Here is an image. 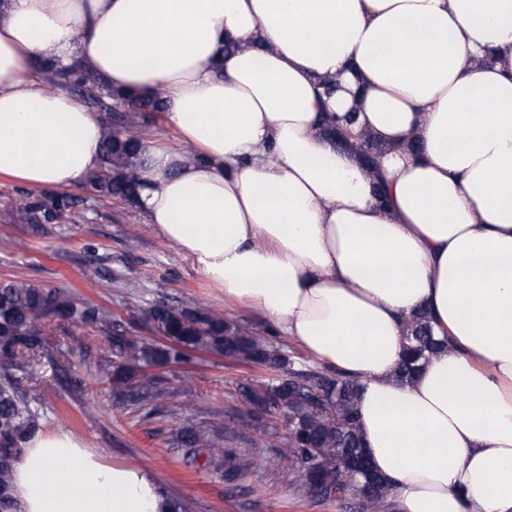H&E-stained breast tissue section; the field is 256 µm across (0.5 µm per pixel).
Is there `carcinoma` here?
<instances>
[{
	"label": "carcinoma",
	"mask_w": 512,
	"mask_h": 512,
	"mask_svg": "<svg viewBox=\"0 0 512 512\" xmlns=\"http://www.w3.org/2000/svg\"><path fill=\"white\" fill-rule=\"evenodd\" d=\"M42 81L79 98L99 113L105 131L102 162L85 185L93 199H119L138 204L142 186V137H130L137 115L165 112V92L150 96L112 88L100 75L74 57L67 63L43 60L38 64ZM349 115L326 117L325 132L338 146H348L361 157L377 190L384 192L378 159L387 147L362 131H352ZM88 198L67 191H20L5 209L15 224H59L87 220ZM147 322L162 337L151 342L123 327L109 332L112 349V390L118 401L148 421L162 410L170 395L165 380L145 373L184 361L193 352H207L265 371L261 381L239 384L238 393L248 411L241 426L271 428L282 424L285 441L269 434L273 455L263 464L270 470L288 467L300 478L304 495L315 502H334L352 512H396L391 485L374 472L366 458L357 412L358 382L327 365L310 366L275 345V330H260L232 320L205 305L179 308L157 300L144 310ZM56 321L62 331L76 326L97 330L103 322L100 309L61 288H42L22 279L0 280V512H18L13 474L24 445L41 430L31 407L40 399L37 387L20 388V380L34 364L51 356L47 325ZM405 355L397 376L411 380L423 362L438 354L444 344L432 334L430 317L420 311L404 326ZM231 428L220 435L194 424L182 427L176 444L185 449L189 463L221 473L226 483L246 479L251 465H241L230 446Z\"/></svg>",
	"instance_id": "1"
}]
</instances>
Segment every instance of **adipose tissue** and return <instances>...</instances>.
Wrapping results in <instances>:
<instances>
[{
	"instance_id": "1",
	"label": "adipose tissue",
	"mask_w": 512,
	"mask_h": 512,
	"mask_svg": "<svg viewBox=\"0 0 512 512\" xmlns=\"http://www.w3.org/2000/svg\"><path fill=\"white\" fill-rule=\"evenodd\" d=\"M75 55L165 90L181 144L143 136L147 223L225 302L359 379L398 512H512V0H6L0 176L98 171L96 113L36 70ZM325 107L387 145L386 201ZM422 309L448 349L403 381ZM13 489L20 512L170 510L145 462L62 427L26 444Z\"/></svg>"
}]
</instances>
